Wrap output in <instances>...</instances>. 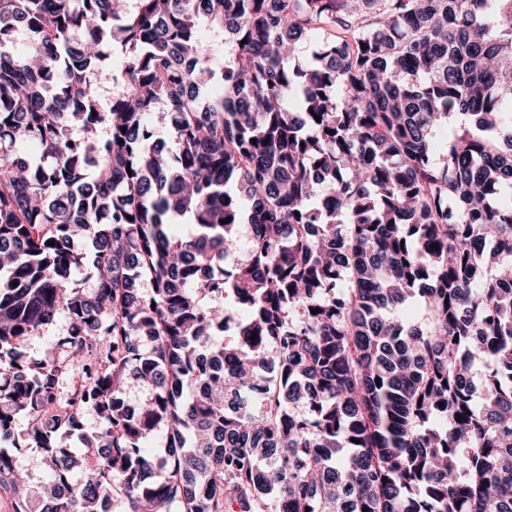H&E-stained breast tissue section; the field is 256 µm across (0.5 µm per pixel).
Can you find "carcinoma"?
I'll use <instances>...</instances> for the list:
<instances>
[{"label": "carcinoma", "mask_w": 512, "mask_h": 512, "mask_svg": "<svg viewBox=\"0 0 512 512\" xmlns=\"http://www.w3.org/2000/svg\"><path fill=\"white\" fill-rule=\"evenodd\" d=\"M114 2L0 0L10 512H512V0ZM66 324L65 317L61 316L53 326L44 331L43 336L33 337L25 349L28 358L34 360L47 358L52 352L54 340L64 332ZM12 455L15 457L16 466L19 470H24L29 476L30 481L28 489L35 490L36 486L42 484L47 477L39 453L35 448H11Z\"/></svg>", "instance_id": "carcinoma-1"}]
</instances>
